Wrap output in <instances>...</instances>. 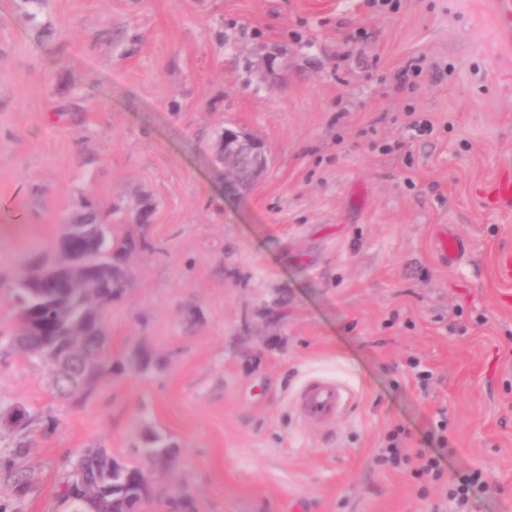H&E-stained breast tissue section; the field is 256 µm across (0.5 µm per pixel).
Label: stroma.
<instances>
[{
    "mask_svg": "<svg viewBox=\"0 0 512 512\" xmlns=\"http://www.w3.org/2000/svg\"><path fill=\"white\" fill-rule=\"evenodd\" d=\"M487 2L0 0V323L81 198L154 207L87 398L0 355V406L34 417L0 432L9 512H60L82 452L125 461L150 434L176 450L146 512H431L476 470L469 512H512V210L487 202L512 172V58ZM226 128L270 153L251 191L224 184ZM316 377L351 390L337 421L297 410ZM398 427L442 451L427 497L374 462Z\"/></svg>",
    "mask_w": 512,
    "mask_h": 512,
    "instance_id": "stroma-1",
    "label": "stroma"
}]
</instances>
